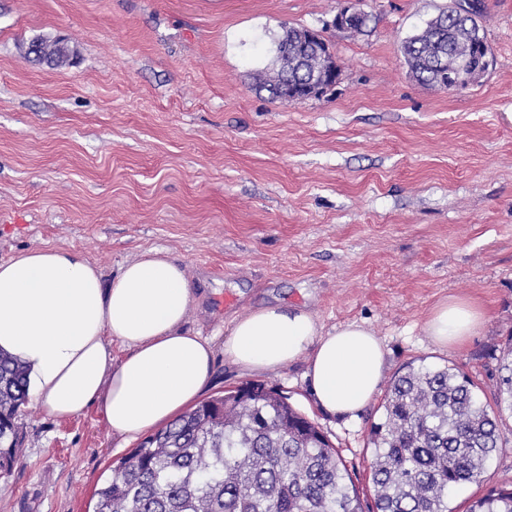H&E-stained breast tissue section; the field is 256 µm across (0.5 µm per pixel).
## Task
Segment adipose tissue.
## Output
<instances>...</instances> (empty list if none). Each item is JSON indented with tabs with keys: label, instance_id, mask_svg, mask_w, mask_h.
<instances>
[{
	"label": "adipose tissue",
	"instance_id": "ef3b65f1",
	"mask_svg": "<svg viewBox=\"0 0 512 512\" xmlns=\"http://www.w3.org/2000/svg\"><path fill=\"white\" fill-rule=\"evenodd\" d=\"M195 299L183 266L143 250L112 280L80 253L35 246L0 261V351L28 369L32 399L59 419L98 406L129 443L171 420L206 389L211 340L185 327ZM485 322L473 302L450 297L423 330L448 348ZM126 355L116 359L114 346ZM308 354L318 407L352 417L377 394L386 351L371 327L350 321L324 330L302 308L264 307L232 321L224 354L250 374L274 372Z\"/></svg>",
	"mask_w": 512,
	"mask_h": 512
}]
</instances>
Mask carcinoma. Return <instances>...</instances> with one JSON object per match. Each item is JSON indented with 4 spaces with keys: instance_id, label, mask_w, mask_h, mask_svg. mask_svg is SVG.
<instances>
[{
    "instance_id": "cac0c4a2",
    "label": "carcinoma",
    "mask_w": 512,
    "mask_h": 512,
    "mask_svg": "<svg viewBox=\"0 0 512 512\" xmlns=\"http://www.w3.org/2000/svg\"><path fill=\"white\" fill-rule=\"evenodd\" d=\"M476 21L445 10L408 37L402 53L414 78L440 86L438 65L477 51ZM48 65L70 64L59 39L40 38ZM276 68L263 79L291 101L317 77L327 51L307 29L285 26L274 40ZM498 408L512 411V348L497 358ZM459 370L409 364L390 382L374 448V512H450L448 499L482 479L501 448L498 415ZM29 401L26 370L0 353V476L21 445L17 418ZM94 512H362L338 450L287 398L260 383L203 401L116 460ZM469 512H512V485H494Z\"/></svg>"
}]
</instances>
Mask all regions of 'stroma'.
Returning <instances> with one entry per match:
<instances>
[{
	"instance_id": "35a3bbf8",
	"label": "stroma",
	"mask_w": 512,
	"mask_h": 512,
	"mask_svg": "<svg viewBox=\"0 0 512 512\" xmlns=\"http://www.w3.org/2000/svg\"><path fill=\"white\" fill-rule=\"evenodd\" d=\"M460 0H361L364 33L330 27L340 0H0V260L49 245L105 279L165 249L195 290L186 326L212 339L204 398L249 383L223 351L233 318L297 306L332 329L357 320L387 351L385 378L448 365L494 405L512 344V0H475L494 66L460 92L416 81L403 41ZM322 31L340 75L323 96L274 99L255 76L282 26ZM64 37L70 65L26 55ZM486 314L441 348L423 332L439 301ZM308 360L261 375L341 455L372 512L368 441L380 399L344 420L314 402ZM0 512H93L129 446L98 407L58 420L30 402ZM467 512L512 483V414Z\"/></svg>"
}]
</instances>
